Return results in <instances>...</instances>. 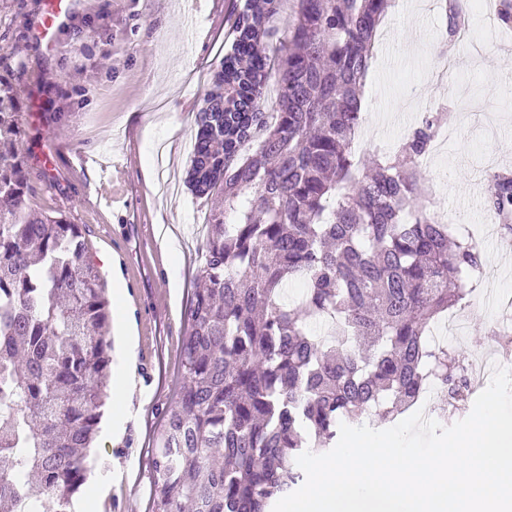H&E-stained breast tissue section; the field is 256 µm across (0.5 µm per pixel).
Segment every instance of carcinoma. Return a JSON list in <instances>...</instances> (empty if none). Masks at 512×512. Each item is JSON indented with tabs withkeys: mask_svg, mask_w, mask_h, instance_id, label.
Here are the masks:
<instances>
[{
	"mask_svg": "<svg viewBox=\"0 0 512 512\" xmlns=\"http://www.w3.org/2000/svg\"><path fill=\"white\" fill-rule=\"evenodd\" d=\"M245 0L205 94L190 190L210 211L185 309L180 387L162 414L150 512H272L304 480L296 458L386 401L393 419L430 387L468 399L455 354L426 327L482 271L479 243L433 221L420 162L443 114L426 112L392 155H357L361 91L390 0ZM456 40L466 0H444ZM277 109L262 112L269 71ZM18 133L0 94V136ZM16 151L0 152V509L73 512L112 372L111 311L82 225L26 210ZM487 209L512 235V172L489 174ZM304 284L296 306L283 300ZM329 317L331 338L308 320ZM295 9V2L293 0H287L282 13L278 16L277 20L272 23V28L275 31L269 38V42L273 47H279L280 42L288 38V28L294 20Z\"/></svg>",
	"mask_w": 512,
	"mask_h": 512,
	"instance_id": "1",
	"label": "carcinoma"
}]
</instances>
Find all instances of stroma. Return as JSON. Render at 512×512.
Returning a JSON list of instances; mask_svg holds the SVG:
<instances>
[{"label":"stroma","mask_w":512,"mask_h":512,"mask_svg":"<svg viewBox=\"0 0 512 512\" xmlns=\"http://www.w3.org/2000/svg\"><path fill=\"white\" fill-rule=\"evenodd\" d=\"M245 0H79L56 45L35 39L46 0H0V85L15 100L29 186L26 208L63 213L84 225L90 255L110 299L113 372L128 370L136 390L122 432L101 428L92 478L109 482L101 512H148L153 442L179 387L184 310L196 286L209 214L191 194L186 172L197 114L230 47L229 15ZM390 9L375 41L363 95L365 157L395 151L426 112H444L453 137L447 155L424 164L434 209L462 210L482 244L475 295L460 303L465 321L446 337L465 364L512 369V349L496 333L512 299V248L487 225V175L512 168V69L503 45L512 21L498 6L470 10L486 41L453 42L445 72L440 0ZM93 28L76 37L74 27ZM172 230L163 249L157 226Z\"/></svg>","instance_id":"35a3bbf8"}]
</instances>
